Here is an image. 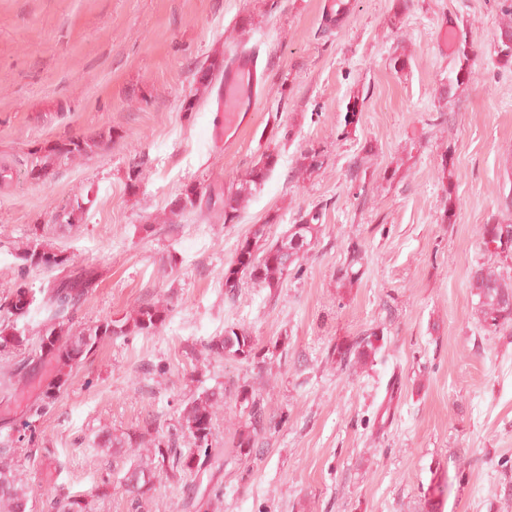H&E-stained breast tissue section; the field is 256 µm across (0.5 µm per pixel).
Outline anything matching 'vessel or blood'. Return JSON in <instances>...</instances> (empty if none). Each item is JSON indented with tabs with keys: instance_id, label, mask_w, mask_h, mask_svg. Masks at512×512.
<instances>
[{
	"instance_id": "b4317fda",
	"label": "vessel or blood",
	"mask_w": 512,
	"mask_h": 512,
	"mask_svg": "<svg viewBox=\"0 0 512 512\" xmlns=\"http://www.w3.org/2000/svg\"><path fill=\"white\" fill-rule=\"evenodd\" d=\"M263 82L256 50L238 52L226 62L224 76L216 91L217 109L224 114L225 141H233L247 124L248 114L260 96Z\"/></svg>"
}]
</instances>
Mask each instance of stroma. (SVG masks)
<instances>
[{
	"label": "stroma",
	"instance_id": "stroma-1",
	"mask_svg": "<svg viewBox=\"0 0 512 512\" xmlns=\"http://www.w3.org/2000/svg\"><path fill=\"white\" fill-rule=\"evenodd\" d=\"M321 0H0V303L17 279L32 293L70 271H95L75 329L168 310L151 335L105 338L73 369L53 409L35 419L39 451L25 478L33 512L90 494L92 512H129L122 458L96 434L173 433L185 405L224 387L213 447H229L247 386L272 424L246 457L196 475H158L145 512H427L428 491L454 487L438 512H512V327L487 328L468 287L490 262L480 228L512 192V68L496 57L500 0H348L326 26ZM466 32L474 76L451 98L456 62L446 33ZM255 47L265 85L231 145L212 138L223 115L196 96V73ZM405 55V70L392 57ZM364 104L340 137L353 94ZM197 98L195 112L184 110ZM112 140L87 154L48 158L58 140ZM372 145L365 153L364 145ZM321 148L305 178L295 159ZM279 162L225 222L220 205L183 214L186 186L201 197L239 187L263 153ZM452 156L455 223L441 221L442 158ZM44 162L45 174L30 170ZM360 162L364 185L350 180ZM394 171L385 180V171ZM81 204L75 224L53 220ZM325 206L314 248L276 291L245 283L224 296V269L253 225L281 239L300 213ZM39 245L67 260L21 272ZM358 280H338L351 247ZM235 326L262 363L218 358L209 343ZM374 331L372 361L339 367L336 345ZM30 373L0 392V434L53 379ZM103 497L91 491L102 479ZM321 150L312 147L300 152L295 161L296 172L300 175L312 176L324 165L325 158Z\"/></svg>",
	"mask_w": 512,
	"mask_h": 512
}]
</instances>
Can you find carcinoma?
<instances>
[{
    "label": "carcinoma",
    "instance_id": "cac0c4a2",
    "mask_svg": "<svg viewBox=\"0 0 512 512\" xmlns=\"http://www.w3.org/2000/svg\"><path fill=\"white\" fill-rule=\"evenodd\" d=\"M503 21L499 24L495 52L498 62L512 68V0H502ZM474 58L473 44L467 34L462 32L458 38L457 66L454 76L448 78V92L467 84L472 75ZM224 70V60L215 58L197 73V90L209 89L213 81ZM364 99L355 94L349 97L344 116L341 136L346 138L351 129L360 120ZM89 148L88 142L79 138L58 141L49 147V155L56 159H67L75 153ZM279 154L271 152L262 155L251 170L249 179L240 188L224 196V221L232 222L238 218L240 205L252 188L260 187L278 163ZM325 158L321 150L309 147L300 152L295 161L296 172L300 175H313L324 165ZM446 205L442 223L452 224L457 214V196L453 183L445 187ZM322 210L314 208L299 215L290 225L282 240L292 244L290 251L282 252L280 242L260 248L258 243L266 235V225L255 224L249 236L237 244L235 256L224 269V295L232 299L242 286L251 281L264 288L275 290L290 275L291 266L310 251L317 239L321 227ZM512 229V222H505L492 214L482 225L481 239L483 248H488L487 237L499 232L503 227ZM498 264L482 263L476 266L469 278L472 295L478 298L477 311L481 320L489 328L497 329L512 323V252L503 256L495 254ZM21 271L31 268L50 270L65 263L58 254L37 245L28 248L22 256ZM362 261L361 250L353 247L348 251L344 264L336 271L340 281L352 282L358 279L359 271L355 266ZM95 285L94 273L83 270L68 280H53L42 289L43 308L48 312L44 333L31 341L17 328V321L28 316L34 302V296L23 282L15 283L11 297L0 304V357H9L23 349L38 364L54 365L56 375L41 390L40 394L27 406L31 417L46 415L55 404L58 393L66 384L70 373L83 358L95 353L101 342L110 336H125L131 333L150 335L162 326L166 319V309L155 304L141 307L132 320L122 324L112 321L75 331L72 328L74 310L81 297ZM380 336L372 331L358 337L355 341L336 346V358L339 363L348 365L351 360H366L374 357L381 349ZM212 354L218 357H231L246 362L259 358L260 350L252 336L242 329L229 327L224 335L209 345ZM224 398V389H205L190 401L182 411L179 430L192 440V447L179 448L175 439L159 437L155 443L157 451L150 462L130 461L123 481L131 494V512H142L145 495L158 472L199 473L221 461L223 449L212 447L211 438L214 428V408ZM240 406L246 419L243 429L236 432L232 439V452L238 456H248L254 451L259 436L270 427L263 401L254 392L243 387L237 392ZM144 434L97 435V446L114 455L122 449L137 445V438ZM37 444L32 422L26 419L14 433L0 440V512H31L33 490L26 484L23 467L32 460V450ZM26 448L21 454L19 450ZM55 512H90L89 501L79 496L68 497L55 502Z\"/></svg>",
    "mask_w": 512,
    "mask_h": 512
}]
</instances>
